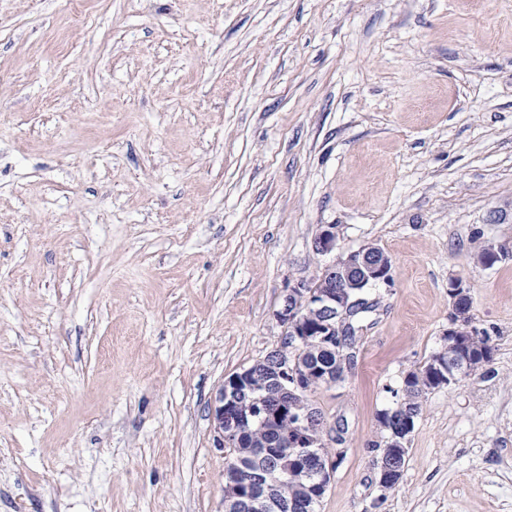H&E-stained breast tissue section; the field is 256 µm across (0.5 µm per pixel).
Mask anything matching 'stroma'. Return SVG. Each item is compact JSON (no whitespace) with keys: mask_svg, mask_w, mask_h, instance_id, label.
<instances>
[{"mask_svg":"<svg viewBox=\"0 0 512 512\" xmlns=\"http://www.w3.org/2000/svg\"><path fill=\"white\" fill-rule=\"evenodd\" d=\"M374 244L391 287L310 396L317 512H512V0H0V512H224L210 409L289 288ZM471 285L493 360L376 414ZM397 437L399 440H397ZM393 441L386 446L380 453L378 459L376 460V468H377V477H378V484L380 487H384L389 478L391 477L392 470L389 467V458L391 457L392 453L396 451V449H399L400 451H404L403 448V439L401 438V434L399 433H393L392 434ZM393 447V448H391Z\"/></svg>","mask_w":512,"mask_h":512,"instance_id":"obj_1","label":"stroma"}]
</instances>
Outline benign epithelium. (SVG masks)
Wrapping results in <instances>:
<instances>
[{
    "instance_id": "benign-epithelium-1",
    "label": "benign epithelium",
    "mask_w": 512,
    "mask_h": 512,
    "mask_svg": "<svg viewBox=\"0 0 512 512\" xmlns=\"http://www.w3.org/2000/svg\"><path fill=\"white\" fill-rule=\"evenodd\" d=\"M314 247L320 255H330L336 251V226L327 224L317 234ZM486 253L482 262L492 266L497 262L512 257L507 248L494 243L485 245ZM392 261L380 247L368 244L356 250L335 257L325 265L321 275L311 280H300L283 300L276 317L284 328L283 336H293L297 345H307L310 338L322 340L329 336L344 334L343 319L349 298L354 288H377L389 286ZM470 295V286L458 277L448 280V297L451 314L448 328L443 336L448 338V345H459L458 337L474 335L470 313L460 309V301ZM279 368L278 407L273 414L262 406L248 412L244 411L243 398L249 391L257 390L260 384L254 382L253 375L236 373L224 380L216 404L212 408L215 424V443L219 448L229 447L245 434L257 435L267 440V420L271 417L282 423L275 446H286L297 458H316L320 467L316 470L319 480L333 475L335 462L326 454L323 439L325 421L314 410L299 403L305 387L300 375L288 369L282 356H277ZM403 449L401 434H392V442L386 446L376 460L379 486L387 484L392 470L389 458L396 450ZM260 478L242 467L231 473L224 485V502L228 512H240L242 509L263 508L262 500L255 497V489Z\"/></svg>"
}]
</instances>
